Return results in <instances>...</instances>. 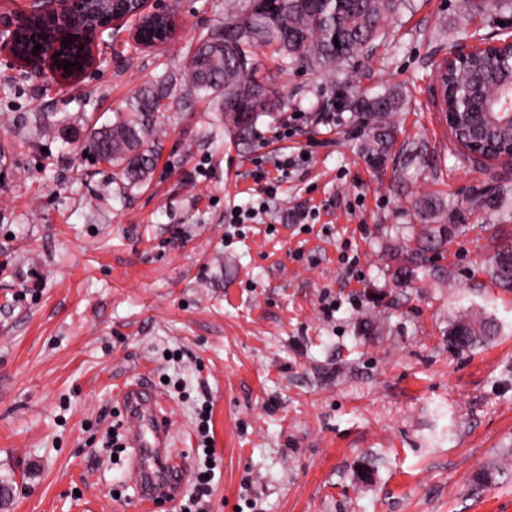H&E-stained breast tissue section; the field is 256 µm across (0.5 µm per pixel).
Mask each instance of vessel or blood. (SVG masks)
I'll return each instance as SVG.
<instances>
[{
    "label": "vessel or blood",
    "instance_id": "vessel-or-blood-1",
    "mask_svg": "<svg viewBox=\"0 0 512 512\" xmlns=\"http://www.w3.org/2000/svg\"><path fill=\"white\" fill-rule=\"evenodd\" d=\"M117 401L125 415L126 445L131 450L129 481L139 493V504L148 508L174 497L187 473V454L171 452L179 435L168 399L144 382L124 386Z\"/></svg>",
    "mask_w": 512,
    "mask_h": 512
}]
</instances>
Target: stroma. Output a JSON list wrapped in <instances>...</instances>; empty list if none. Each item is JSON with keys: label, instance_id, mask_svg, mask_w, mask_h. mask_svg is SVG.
<instances>
[{"label": "stroma", "instance_id": "obj_1", "mask_svg": "<svg viewBox=\"0 0 512 512\" xmlns=\"http://www.w3.org/2000/svg\"><path fill=\"white\" fill-rule=\"evenodd\" d=\"M225 2L166 0L173 42L136 50L116 33L74 86L0 52V478L12 487L0 512H138L127 455L101 440L117 392L141 378L169 400L172 449L189 460L195 409L212 402L210 512H512V288L489 274L512 242V195L471 207L512 191V164L467 159L433 100L438 64L499 38L503 14L409 0L357 60L361 88L405 96L397 141L428 151L416 181L368 167L351 112L320 111L332 77L283 68L265 48L255 77L280 107L243 138L185 95L148 180L126 189L77 141L162 73L184 72ZM281 152L306 160L281 176ZM257 169L279 194L262 223L229 227L227 208L256 198ZM423 194L447 197L448 243L437 276H404L402 228ZM298 211L307 225L289 222ZM465 310L496 336L452 346ZM176 348L183 359L167 361ZM488 465L495 483L474 485Z\"/></svg>", "mask_w": 512, "mask_h": 512}]
</instances>
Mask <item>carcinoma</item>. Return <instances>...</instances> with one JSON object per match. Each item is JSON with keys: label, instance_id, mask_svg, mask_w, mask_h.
<instances>
[{"label": "carcinoma", "instance_id": "cac0c4a2", "mask_svg": "<svg viewBox=\"0 0 512 512\" xmlns=\"http://www.w3.org/2000/svg\"><path fill=\"white\" fill-rule=\"evenodd\" d=\"M404 2L283 0L276 12L266 17L256 11V2L229 5L224 9L222 30L199 34L188 71L179 81L207 97L213 111L224 113V122L244 132L252 126L258 113L277 107L267 97L265 88L253 80L256 50L274 43L286 67L326 74L343 70V85L323 102V108L336 106L354 113L366 133L363 159L371 168L382 170L390 155L405 151L397 147L395 126L403 97L391 89L361 91L350 62L373 51L381 23L396 14ZM36 44L42 45L38 51L34 50ZM18 49L24 56L56 53L58 64L65 60L83 61L82 49L76 43L61 50L54 47L48 21L24 28ZM179 81L165 75L154 86L136 92L128 100L125 112L89 131L81 150L120 169L129 183L141 181L155 164V155L148 145L164 132L161 122L164 112L181 103L182 97L176 95ZM445 88L442 112L450 115V130L455 136L479 145L486 153L512 151V125L499 117L506 98L512 97V56L506 54L491 61L478 54L460 61L448 71ZM426 157L427 153L421 150L410 152L406 166L394 179L403 181L410 175H419ZM411 205L423 229L414 233L400 258L404 272L414 274L429 265L430 254L448 243V229L443 225L448 202L437 196L420 195ZM509 252L512 243L504 245L492 257L491 276L502 288H512V270L500 261ZM494 335L496 326L491 321L463 316L449 330L448 341L464 349Z\"/></svg>", "mask_w": 512, "mask_h": 512}]
</instances>
